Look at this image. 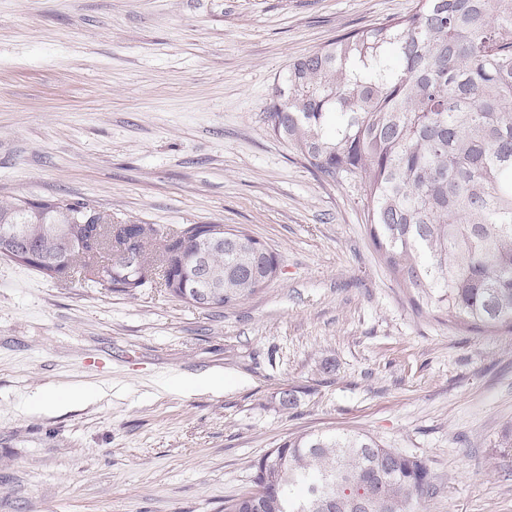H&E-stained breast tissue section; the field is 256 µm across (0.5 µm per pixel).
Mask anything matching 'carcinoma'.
<instances>
[{
    "label": "carcinoma",
    "mask_w": 512,
    "mask_h": 512,
    "mask_svg": "<svg viewBox=\"0 0 512 512\" xmlns=\"http://www.w3.org/2000/svg\"><path fill=\"white\" fill-rule=\"evenodd\" d=\"M269 117L311 169L363 190L373 244L415 304L512 331V0H416L404 17L344 34L288 65ZM1 224L40 225L16 247L28 254L22 266L52 280L106 240L107 281L129 295L165 260L167 292L189 302V258L221 228L224 249L208 258L224 276L213 307L276 274L259 239L221 224L164 236L53 197L1 202ZM252 469L253 490L224 512H349L362 490L373 493L370 512H413L432 487L423 459L336 429L292 436Z\"/></svg>",
    "instance_id": "1"
}]
</instances>
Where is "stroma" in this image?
<instances>
[{"label": "stroma", "instance_id": "1", "mask_svg": "<svg viewBox=\"0 0 512 512\" xmlns=\"http://www.w3.org/2000/svg\"><path fill=\"white\" fill-rule=\"evenodd\" d=\"M415 3L0 0V201L229 224L278 260L203 309L0 257V512H224L259 456L327 429L421 457L417 512H512V331L415 306L360 190L268 121L293 59Z\"/></svg>", "mask_w": 512, "mask_h": 512}]
</instances>
